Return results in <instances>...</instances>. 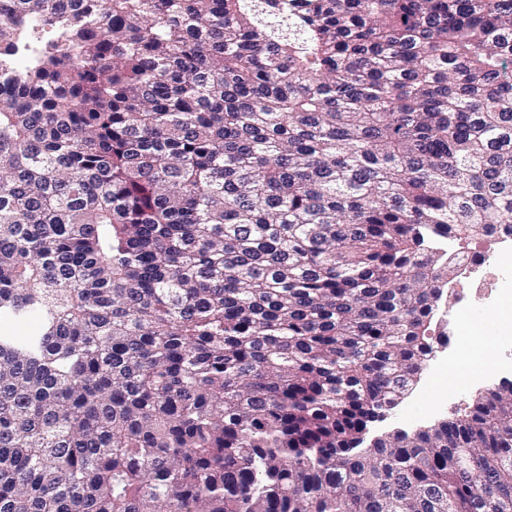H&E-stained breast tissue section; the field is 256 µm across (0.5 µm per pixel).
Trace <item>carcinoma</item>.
<instances>
[{"label": "carcinoma", "instance_id": "obj_1", "mask_svg": "<svg viewBox=\"0 0 512 512\" xmlns=\"http://www.w3.org/2000/svg\"><path fill=\"white\" fill-rule=\"evenodd\" d=\"M0 512H512V384L361 448L512 225V0H10ZM43 50V43L37 38L24 41L19 44L15 50L5 57L6 65L21 68L35 61Z\"/></svg>", "mask_w": 512, "mask_h": 512}]
</instances>
